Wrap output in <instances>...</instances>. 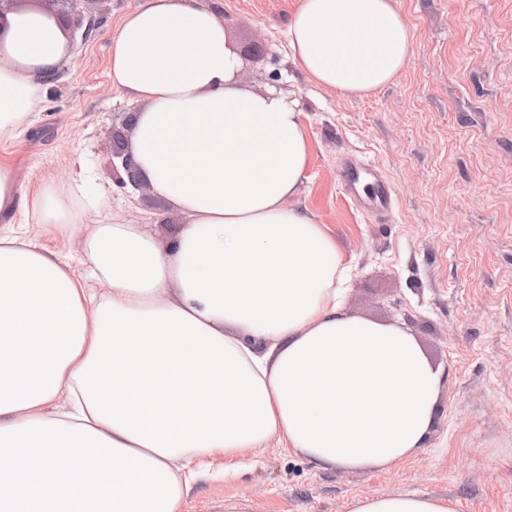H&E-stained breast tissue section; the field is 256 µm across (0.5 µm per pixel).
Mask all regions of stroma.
Wrapping results in <instances>:
<instances>
[{
	"mask_svg": "<svg viewBox=\"0 0 512 512\" xmlns=\"http://www.w3.org/2000/svg\"><path fill=\"white\" fill-rule=\"evenodd\" d=\"M141 0H68L73 58L48 85L33 124L0 139V163L28 193L70 187L89 167L125 220L172 240L184 219L148 185L112 180L113 134L132 136L141 105L113 88L107 33ZM218 9L236 50L237 85L295 100L310 147L296 201L326 225L352 265L347 308L398 320L448 383L429 446L388 471L322 469L269 441L236 474L200 478L181 512H348L357 496L415 492L457 512H512V0H394L412 36L405 67L376 91L317 86L292 63L298 0H194ZM96 21L97 29L84 25ZM376 163L396 205L368 218L337 164ZM40 245L77 263L79 239L17 215Z\"/></svg>",
	"mask_w": 512,
	"mask_h": 512,
	"instance_id": "1",
	"label": "stroma"
}]
</instances>
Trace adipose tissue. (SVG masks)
Here are the masks:
<instances>
[{
    "instance_id": "ef3b65f1",
    "label": "adipose tissue",
    "mask_w": 512,
    "mask_h": 512,
    "mask_svg": "<svg viewBox=\"0 0 512 512\" xmlns=\"http://www.w3.org/2000/svg\"><path fill=\"white\" fill-rule=\"evenodd\" d=\"M292 59L363 94L405 66L391 0H299ZM70 35L21 0L0 24V135L20 136L68 64ZM222 14L143 0L110 35L136 112L130 153L184 223L89 224L106 194L42 183L30 214L82 232L85 272L0 230V512H180L197 469L237 471L272 439L321 468L388 470L427 447L446 375L401 323L347 311L349 267L291 202L309 145L295 101L241 89ZM107 284L103 294L86 281ZM36 447L38 459L20 456ZM349 512H455L405 493Z\"/></svg>"
}]
</instances>
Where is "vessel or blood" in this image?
<instances>
[{
  "mask_svg": "<svg viewBox=\"0 0 512 512\" xmlns=\"http://www.w3.org/2000/svg\"><path fill=\"white\" fill-rule=\"evenodd\" d=\"M339 179L345 192L369 216H380L393 209V190L375 164L358 157L346 158L339 169Z\"/></svg>",
  "mask_w": 512,
  "mask_h": 512,
  "instance_id": "obj_1",
  "label": "vessel or blood"
}]
</instances>
